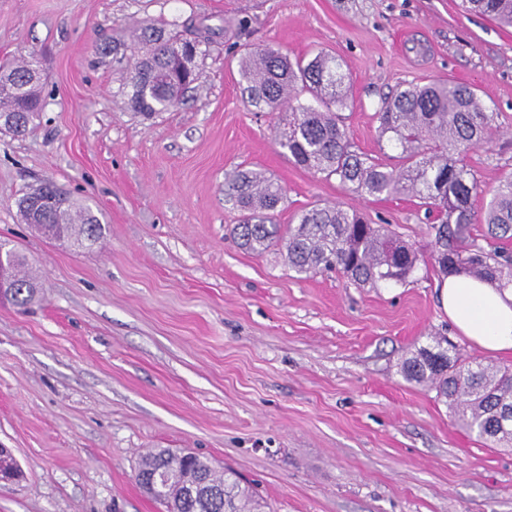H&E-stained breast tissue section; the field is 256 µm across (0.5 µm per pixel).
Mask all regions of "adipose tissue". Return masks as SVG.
Here are the masks:
<instances>
[{"instance_id": "ef3b65f1", "label": "adipose tissue", "mask_w": 512, "mask_h": 512, "mask_svg": "<svg viewBox=\"0 0 512 512\" xmlns=\"http://www.w3.org/2000/svg\"><path fill=\"white\" fill-rule=\"evenodd\" d=\"M440 301L458 332L479 348L512 352V289L451 275L443 281Z\"/></svg>"}]
</instances>
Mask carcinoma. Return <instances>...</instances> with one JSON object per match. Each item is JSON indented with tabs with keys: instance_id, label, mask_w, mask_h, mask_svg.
<instances>
[{
	"instance_id": "obj_1",
	"label": "carcinoma",
	"mask_w": 512,
	"mask_h": 512,
	"mask_svg": "<svg viewBox=\"0 0 512 512\" xmlns=\"http://www.w3.org/2000/svg\"><path fill=\"white\" fill-rule=\"evenodd\" d=\"M467 7L512 27V0H465ZM215 31L193 20L168 32L145 24L136 35L138 49L132 93L127 105L145 118L182 104L197 74L180 70L174 48L204 44ZM242 95L259 109L281 114L276 138L297 166L336 178L361 197L410 193L441 219L427 225L432 250L419 252L388 224H370L356 210L337 205L302 212L298 223L282 226L274 217L284 188L257 170L225 174L224 194L241 212L232 233L238 246L262 253L283 243L288 268L298 274L336 271L359 288L399 286L419 267L432 266L443 276L464 274L512 287V255L479 245L474 224L488 225L491 238H512V174L503 177L480 212L473 206L479 181L465 163L466 154L484 145L497 129L475 90L453 81L409 85L382 102L376 119L380 136L401 149V166L354 149L341 111L348 107L347 76L336 58L319 53L309 60L290 59L265 46L247 51L239 61ZM42 77L30 62L0 65V133L26 136L43 109ZM309 94L315 105L299 102ZM28 224L45 232L61 224L66 236L81 244L101 240L104 227L92 209L50 182L17 199ZM15 296L19 305L38 299L37 276L18 257ZM434 338L401 360L399 373L410 384L425 385L448 406L463 429L497 447H512V369L466 361ZM136 478L165 512H256L257 493L228 468L201 456L186 457L167 448L141 455Z\"/></svg>"
}]
</instances>
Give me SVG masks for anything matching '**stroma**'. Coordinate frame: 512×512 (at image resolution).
<instances>
[{
  "mask_svg": "<svg viewBox=\"0 0 512 512\" xmlns=\"http://www.w3.org/2000/svg\"><path fill=\"white\" fill-rule=\"evenodd\" d=\"M188 19L216 28L197 90L152 119L125 106L134 35ZM242 20L241 37L222 34ZM270 45L323 51L351 76V140L375 156L376 114L408 83L474 86L497 112L469 153L482 208L512 172V28L460 0H0V63L36 59L44 107L33 131L0 134V241L40 277L29 306L0 302V448L21 480L0 512H163L135 479L151 448L188 450L255 483L265 512H512V450L457 428L434 391L398 374L429 336L479 349L439 301L437 272L359 288L300 275L281 247L239 249L224 174L255 169L286 191L287 225L317 204L392 224L427 251L423 208L363 198L289 162L277 113L243 98L237 58ZM50 181L88 203L99 243L63 245L22 223V191Z\"/></svg>",
  "mask_w": 512,
  "mask_h": 512,
  "instance_id": "obj_1",
  "label": "stroma"
}]
</instances>
